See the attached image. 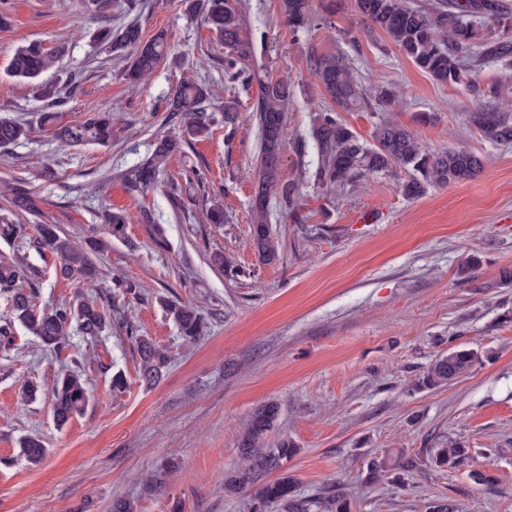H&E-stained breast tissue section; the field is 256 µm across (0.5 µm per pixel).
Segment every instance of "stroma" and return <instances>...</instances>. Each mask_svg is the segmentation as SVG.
Here are the masks:
<instances>
[{
    "label": "stroma",
    "mask_w": 512,
    "mask_h": 512,
    "mask_svg": "<svg viewBox=\"0 0 512 512\" xmlns=\"http://www.w3.org/2000/svg\"><path fill=\"white\" fill-rule=\"evenodd\" d=\"M313 23L292 33L279 0H237L254 45L240 60L242 77L224 72L227 51L183 0H110L103 12L87 0H0L12 18L0 30V115L32 125L27 140L0 155V184L22 182L38 214L10 213L21 232L0 240V258L25 257L41 277L34 289L48 307L83 294L112 317L95 339L71 333L65 348L46 350L15 327L0 349V512H111L112 500L136 512H252L249 496L224 492L238 462V440L258 406L281 413L271 439L288 437L297 453L288 472L298 493L314 497L341 483L350 512H429L449 497L463 512H512V142L492 145L465 115L475 99L465 87L442 86L382 33L368 29L356 0H310ZM129 22L144 37L165 32L173 57L133 84L124 60L111 58L95 29ZM39 40L64 53L45 78L59 91L55 110L70 123L110 112L111 147H67L38 127L46 100L8 76L13 51ZM341 54L362 85L395 84L389 116L421 135L431 154L463 147L482 156L473 179L402 195L404 170L357 178L342 188L317 181L319 149L312 130L332 102L309 67L312 54ZM211 87L206 133L190 136L172 119L169 99L183 80ZM290 87L281 174L295 183L297 214L271 204L268 222L279 261L263 265L250 244L251 199L260 151L255 116L258 82ZM240 117L224 122V106ZM430 114L421 124V114ZM180 137L155 188L132 193L125 171L152 151L157 137ZM204 174L202 184L186 171ZM180 184L181 207L167 190ZM224 221L208 223L211 200ZM127 216V239L96 258L95 284L57 276L55 255L29 242L41 224L76 241L105 233L104 216ZM228 266H213L216 253ZM123 278L136 294L113 290ZM194 305L206 333L183 343L161 299ZM166 348L170 366L154 387L139 379L133 336ZM462 345L487 353L472 372L447 386L422 382L429 363ZM82 363L90 401L65 427L53 420L57 375ZM126 387L113 391L112 376ZM39 385L23 400L24 383ZM38 437L45 458L29 463L20 442ZM464 444L474 466L439 469L431 455L442 440ZM413 469L396 468L400 457ZM386 463L378 483L368 465ZM489 476L475 484L471 469Z\"/></svg>",
    "instance_id": "35a3bbf8"
}]
</instances>
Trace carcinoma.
Returning <instances> with one entry per match:
<instances>
[{
    "label": "carcinoma",
    "instance_id": "obj_1",
    "mask_svg": "<svg viewBox=\"0 0 512 512\" xmlns=\"http://www.w3.org/2000/svg\"><path fill=\"white\" fill-rule=\"evenodd\" d=\"M186 9L200 14L215 37L229 49L224 69L231 77L240 75L239 59L252 51L249 39L243 36L242 19L229 0H184ZM280 13L294 33L306 29L312 21L309 0H279ZM359 15L374 31L382 32L416 67L440 85H464L478 95V104L466 113V120L491 144L512 142V101L505 88L512 75L504 73L494 87L478 88L474 73L486 63L502 62L512 67V8L500 0H432L417 6L412 0H356ZM95 38L107 48L127 59L126 76L134 81L154 71L168 60L170 50L162 32L146 40L140 27L129 23L116 30L110 26L96 30ZM63 52L60 46L47 47L41 41H31L15 49L9 64V74L21 81L33 82L45 74ZM311 71L331 100L334 110L322 111L313 128L321 161L316 177L338 187L345 186L365 174L392 173L399 167L412 174L401 182L404 196L423 195L428 186H447L476 176L484 166L482 157L462 148H449L440 154L422 149L418 134L391 121L385 112L397 100L396 89L379 82L373 88L374 109L378 122L374 126V145L355 135L341 120L338 111H350L366 105L363 89L355 80L346 60L335 54L311 55ZM209 90L198 84L184 83L174 93L171 112L181 118L185 132L197 135L206 130L202 105L210 99ZM288 83L282 80L261 81L258 85L257 116L260 129L258 185L252 199L254 220L251 240L258 261L272 264L279 252L266 215L271 199L293 209L296 190L280 174L287 124ZM43 124L51 127L54 137L70 146H109L114 129L112 116L107 112H90L83 120L60 125L54 112H46ZM29 127L9 117L0 116V151L7 150L27 138ZM182 148L176 136H164L155 142L149 158L125 174L130 192L140 193L152 187L170 158ZM4 199L15 210L37 209L36 199L21 184L5 187ZM126 215L111 211L105 217L108 236L95 238L87 245H78L60 233L54 224H41L34 246L49 249L59 259V274L65 278L93 280L98 275L92 256L111 248L112 241L126 238ZM29 282L39 277L33 267L23 268L19 261H0V292L9 298L15 319L42 343L59 350L67 339V329L76 326L85 336L96 337L110 326V317L99 306L78 294L51 310L39 308L33 301L34 292L18 285L21 276ZM163 307L172 318L179 335L188 343L203 336L207 323L193 306L180 301L165 300ZM133 341L139 357L141 381L151 386L159 382L169 365V354L152 338L135 336ZM482 363L479 351L456 346L448 353L435 357L427 367L423 383L431 387L446 386L468 375ZM53 414L60 427L85 412L89 404L86 379L78 370H67L57 378L53 389ZM280 408L275 402L256 408L240 436L238 447L242 464L224 478V491L229 495L253 493L252 512H311V508L326 512H349L348 494L342 485H331L315 501L302 499L288 474L287 463L297 454V448L287 438L275 444L268 442L269 434L279 420ZM46 449L37 438L22 440L20 454L37 463ZM467 448L457 442H444L433 449L432 463L437 468L457 469L469 463ZM273 471L280 472L274 480H265Z\"/></svg>",
    "mask_w": 512,
    "mask_h": 512
}]
</instances>
